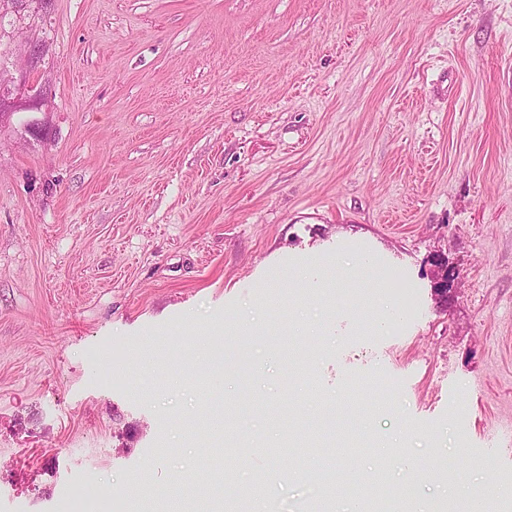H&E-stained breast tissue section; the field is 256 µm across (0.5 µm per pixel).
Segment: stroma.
<instances>
[{"mask_svg": "<svg viewBox=\"0 0 512 512\" xmlns=\"http://www.w3.org/2000/svg\"><path fill=\"white\" fill-rule=\"evenodd\" d=\"M18 40L47 48L0 124V512L267 470L255 512H307L320 472L266 454L295 420L336 475L512 512V445L482 451L512 428V0H50ZM433 287L435 295L448 299V293L455 290L458 274L448 265V260L437 257L433 260Z\"/></svg>", "mask_w": 512, "mask_h": 512, "instance_id": "1", "label": "stroma"}]
</instances>
